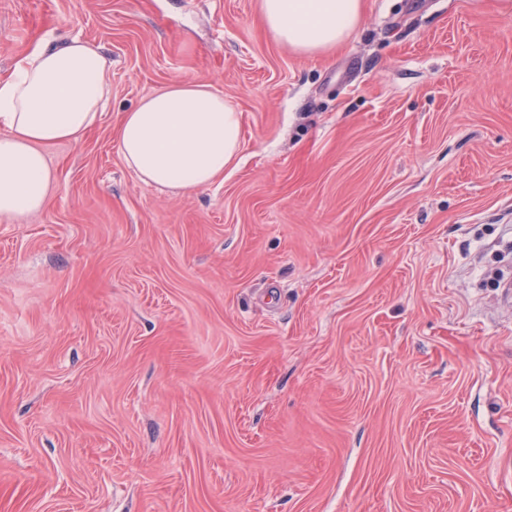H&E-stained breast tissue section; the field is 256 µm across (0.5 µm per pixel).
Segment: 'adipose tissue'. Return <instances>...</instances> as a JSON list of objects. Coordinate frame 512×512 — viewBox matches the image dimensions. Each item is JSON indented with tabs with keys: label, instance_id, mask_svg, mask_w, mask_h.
<instances>
[{
	"label": "adipose tissue",
	"instance_id": "ef3b65f1",
	"mask_svg": "<svg viewBox=\"0 0 512 512\" xmlns=\"http://www.w3.org/2000/svg\"><path fill=\"white\" fill-rule=\"evenodd\" d=\"M282 47L321 55L361 25L362 0H258ZM102 46L75 38L36 50L0 82V216L44 209L54 180L45 147L80 140L110 100ZM123 163L147 186L176 194L223 178L241 147L239 113L205 83L176 82L143 98L118 129Z\"/></svg>",
	"mask_w": 512,
	"mask_h": 512
}]
</instances>
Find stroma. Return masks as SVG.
<instances>
[{
  "label": "stroma",
  "instance_id": "35a3bbf8",
  "mask_svg": "<svg viewBox=\"0 0 512 512\" xmlns=\"http://www.w3.org/2000/svg\"><path fill=\"white\" fill-rule=\"evenodd\" d=\"M110 102L0 217V512H512V0H365L306 57L258 0H0V81L71 37ZM206 83L223 182L122 115ZM118 141L141 183L188 193L224 178L241 147L240 115L208 84L176 82L123 113Z\"/></svg>",
  "mask_w": 512,
  "mask_h": 512
}]
</instances>
